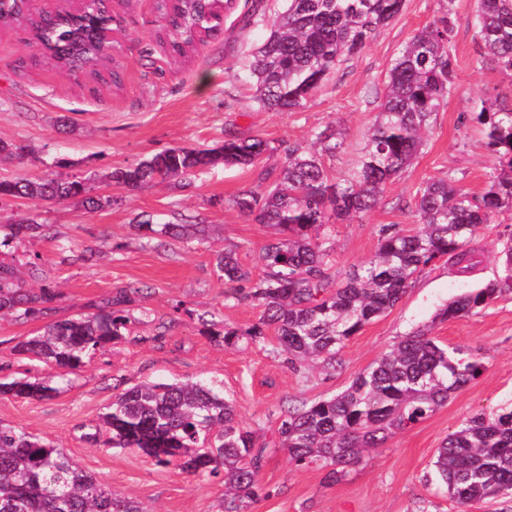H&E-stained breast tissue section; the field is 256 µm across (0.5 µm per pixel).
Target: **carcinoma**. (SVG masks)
Returning a JSON list of instances; mask_svg holds the SVG:
<instances>
[{"mask_svg":"<svg viewBox=\"0 0 512 512\" xmlns=\"http://www.w3.org/2000/svg\"><path fill=\"white\" fill-rule=\"evenodd\" d=\"M271 20L270 35L243 65L256 79L258 105L293 112L302 107L336 69L343 56L362 51L373 35L402 10L403 0H283ZM160 35L172 53L182 56L217 32L218 5L211 0H161ZM25 0H0V24L27 15ZM112 6H90L77 15L61 6L51 16L28 15L42 58L68 71L74 53L94 64L112 61L102 49L98 31L112 25ZM477 23L483 43L482 61L512 72V0H477ZM456 18L446 9L401 50L387 73L378 120L366 135L356 167L339 180L329 177L321 157L341 151L344 140L335 128L313 132L318 149L299 145L284 149L280 178L260 189L240 191L230 204L240 213L274 229L275 238L262 249V273L255 276L226 253L217 262L224 279L237 284L234 299L262 307L259 321L243 332L203 322L202 332L222 336L230 344L239 335L255 340L271 330L288 361H322L342 367L345 341L367 323L393 308L426 267L448 258L460 274L473 269L468 245L476 228L492 224L504 211L512 213V110L484 107L476 119L486 126L487 145L498 164L484 192L471 195L447 176L432 178L413 195L418 227L404 231L395 224L380 230L378 247L365 263L336 282L330 273L331 245L316 230L351 221L372 209L423 145V131L446 104L454 85L451 42ZM278 150L256 136L230 135L218 149L167 148L110 178L134 190L149 182L190 174L224 161L253 165ZM61 201L79 199L94 210L99 199L88 181L73 177L0 180V199ZM32 219L11 226L0 247L21 234L44 232ZM504 275L462 294L439 310L442 321L471 315L512 290V224L500 232ZM53 294L45 288L25 292L0 262V311L22 310L26 318L43 313ZM63 319L15 346L50 366L69 373L84 358L124 336L127 319L120 306ZM480 359L461 346H445L418 329L400 340L342 392L310 405L281 411L277 429L281 447L298 467L327 470L337 481L346 468L358 465L366 452L380 447L395 431L429 417L454 393L477 378ZM56 392L51 377L0 382V395L47 399ZM92 439L110 448H134L156 465H174L202 480L224 475V512H244L248 504L269 496L260 481L265 448L255 431L238 421L233 403L213 382H147L115 395ZM439 484L462 505L512 493V407L492 415L466 419L443 441L434 462ZM0 512H146L128 495L116 494L95 476L79 469L59 448L12 427L0 426Z\"/></svg>","mask_w":512,"mask_h":512,"instance_id":"obj_1","label":"carcinoma"}]
</instances>
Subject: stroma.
Returning a JSON list of instances; mask_svg holds the SVG:
<instances>
[{"mask_svg": "<svg viewBox=\"0 0 512 512\" xmlns=\"http://www.w3.org/2000/svg\"><path fill=\"white\" fill-rule=\"evenodd\" d=\"M282 0H235L220 31L184 57L159 43L154 0L114 4L112 56L121 85L74 79L41 63L18 69L36 54L25 24L0 25V141L21 143L23 158L0 155V179L77 176L88 180L101 205L80 202L0 200V232L30 219L48 225L45 235L14 239L4 260L16 284L30 290L51 286L55 298L35 319L10 313L0 320V378L45 376L51 366L16 354L14 347L46 324L110 308L117 292H129L122 339L89 354L75 373L56 380L45 400L0 397V425L12 426L64 449L83 470L114 492L137 498L151 512H222L221 479L202 481L178 468L155 465L134 449L94 444L100 415L123 389L144 380L205 378L220 384L239 421L256 433L267 458L260 473L271 495L247 512H512V498L458 504L439 487L433 461L442 441L463 420L512 404V291L478 313L436 320L450 299L498 276L499 224L481 225L470 243L476 265L460 275L446 260L419 273L384 316L346 341L343 365L333 371L310 363L292 369L274 334L232 345L202 332L215 320L244 331L260 309L233 300L234 288L217 267L231 252L253 273L269 241L264 227L234 209L240 190L265 186L279 175L283 145L311 147L314 129L343 130L340 153L324 157L333 178L355 166L375 123L387 71L403 46L441 11L452 10L455 84L432 119L427 140L413 164L388 184L377 205L361 217L326 228L333 247L332 272L344 279L375 253L382 226L416 228L411 201L432 177L450 176L471 194H482L495 156L481 107L512 110V74L481 60L476 0H405L401 13L380 29L358 54L342 59L335 72L294 112L259 109L253 86L242 77L248 55L267 38L269 20ZM232 134L255 135L276 145L253 166L223 163L188 176H174L130 190L111 181V171L132 166L170 147L217 148ZM150 228H143V221ZM165 224H197L190 238L161 234ZM38 256L37 267L28 260ZM181 312H174V305ZM428 326L441 343L471 349L482 374L419 424L398 431L345 477L329 482L325 470L295 467L278 445V416L288 405L311 403L341 392L361 372L413 330Z\"/></svg>", "mask_w": 512, "mask_h": 512, "instance_id": "obj_1", "label": "stroma"}]
</instances>
